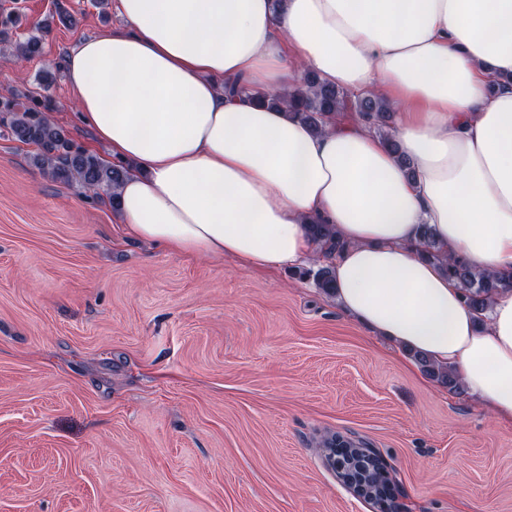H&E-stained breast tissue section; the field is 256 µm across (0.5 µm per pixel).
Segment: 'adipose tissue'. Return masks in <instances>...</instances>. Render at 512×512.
I'll return each instance as SVG.
<instances>
[{
    "label": "adipose tissue",
    "mask_w": 512,
    "mask_h": 512,
    "mask_svg": "<svg viewBox=\"0 0 512 512\" xmlns=\"http://www.w3.org/2000/svg\"><path fill=\"white\" fill-rule=\"evenodd\" d=\"M115 9L124 27L82 39L65 74L81 119L135 166L118 190L127 230L175 255L273 269L318 254L307 227L331 225L343 310L512 420V291L477 315L412 247L426 224L475 271L512 273V0ZM307 72L386 100L400 154L354 114L317 131L257 102ZM233 82L245 93L229 96Z\"/></svg>",
    "instance_id": "1"
}]
</instances>
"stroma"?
<instances>
[{
	"instance_id": "obj_1",
	"label": "stroma",
	"mask_w": 512,
	"mask_h": 512,
	"mask_svg": "<svg viewBox=\"0 0 512 512\" xmlns=\"http://www.w3.org/2000/svg\"><path fill=\"white\" fill-rule=\"evenodd\" d=\"M13 8L23 32L52 27L25 67L0 52V94L49 92L53 119L111 160L57 65L121 27L115 7L0 0ZM35 151L0 138V512H376L326 466L334 434L383 459L396 512H512V422L294 268L132 237Z\"/></svg>"
}]
</instances>
